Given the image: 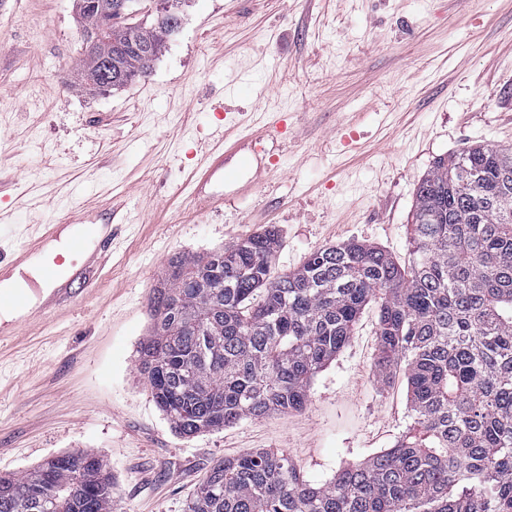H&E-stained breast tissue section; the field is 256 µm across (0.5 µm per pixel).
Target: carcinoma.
Listing matches in <instances>:
<instances>
[{"mask_svg":"<svg viewBox=\"0 0 512 512\" xmlns=\"http://www.w3.org/2000/svg\"><path fill=\"white\" fill-rule=\"evenodd\" d=\"M116 2L76 0L88 93L144 76L181 26L179 0L134 21ZM412 226L407 266L352 241L276 273L274 227L169 261L137 353L176 433L303 409L372 300L378 379L403 371L414 415L392 447L324 484L283 451L219 461L185 512H512V147L436 158ZM0 512H112L109 464L74 451L0 477Z\"/></svg>","mask_w":512,"mask_h":512,"instance_id":"obj_1","label":"carcinoma"}]
</instances>
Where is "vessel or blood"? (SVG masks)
<instances>
[{
	"mask_svg": "<svg viewBox=\"0 0 512 512\" xmlns=\"http://www.w3.org/2000/svg\"><path fill=\"white\" fill-rule=\"evenodd\" d=\"M211 139L217 148L205 155L197 165L193 183L197 204L212 208L222 205L224 196L210 192L214 180L225 179L237 183L238 193H250L266 166L277 165V155L263 157L261 139L243 141L230 136L223 128H215ZM70 235L66 252L57 253L44 268L48 285L45 296L37 305H30L27 296L0 292V308L23 311L24 322H31L34 314L61 309L66 299L76 292L93 288L112 253V227L99 223L97 218L76 216L69 223ZM60 225L53 224L41 235L25 241L10 258H0V283L8 281L14 271L33 258L42 255L49 243L59 235Z\"/></svg>",
	"mask_w": 512,
	"mask_h": 512,
	"instance_id": "obj_1",
	"label": "vessel or blood"
}]
</instances>
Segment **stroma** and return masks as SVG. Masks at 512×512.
<instances>
[{
    "label": "stroma",
    "instance_id": "1",
    "mask_svg": "<svg viewBox=\"0 0 512 512\" xmlns=\"http://www.w3.org/2000/svg\"><path fill=\"white\" fill-rule=\"evenodd\" d=\"M152 69L122 90L77 82L73 0H0V255L79 207L128 203L106 275L0 345V475L84 450L112 472V512H185L217 460L282 451L312 483L392 447L412 424L406 382L380 383L377 305L312 381L307 406L176 434L136 373L152 290L170 258L275 225L277 271L359 241L410 258L419 181L434 160L512 147L507 0H184ZM224 122L278 166L218 209L190 175Z\"/></svg>",
    "mask_w": 512,
    "mask_h": 512
}]
</instances>
